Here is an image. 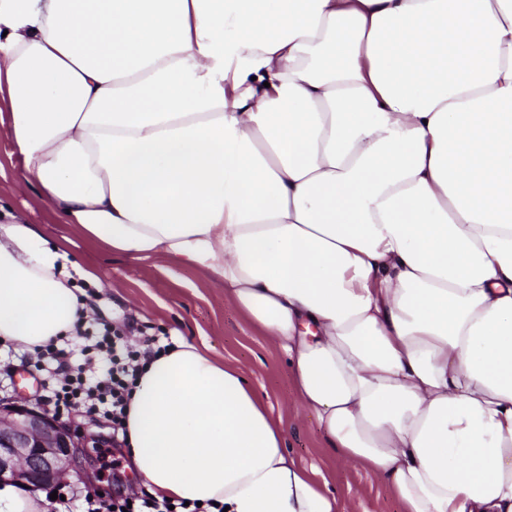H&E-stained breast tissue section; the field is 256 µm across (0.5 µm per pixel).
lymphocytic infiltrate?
<instances>
[{"instance_id":"obj_1","label":"lymphocytic infiltrate","mask_w":512,"mask_h":512,"mask_svg":"<svg viewBox=\"0 0 512 512\" xmlns=\"http://www.w3.org/2000/svg\"><path fill=\"white\" fill-rule=\"evenodd\" d=\"M77 336L81 345L66 348L51 343L31 353L22 352L18 360L39 372L36 403L46 413L60 419L80 411L111 421L107 445L97 451L104 459L126 443L128 400L145 353L107 330L94 335L81 328ZM56 490L59 497L52 502V512H203L201 507L190 508L181 502L173 505L144 492L107 499L82 494L65 484L57 485Z\"/></svg>"}]
</instances>
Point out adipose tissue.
Returning a JSON list of instances; mask_svg holds the SVG:
<instances>
[{"label": "adipose tissue", "instance_id": "1", "mask_svg": "<svg viewBox=\"0 0 512 512\" xmlns=\"http://www.w3.org/2000/svg\"><path fill=\"white\" fill-rule=\"evenodd\" d=\"M0 100L41 198L221 284L402 512H512V0H0ZM63 260L0 212V340L69 336ZM126 429L151 493L341 512L207 345Z\"/></svg>", "mask_w": 512, "mask_h": 512}]
</instances>
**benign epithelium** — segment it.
<instances>
[{
    "label": "benign epithelium",
    "instance_id": "7a95c632",
    "mask_svg": "<svg viewBox=\"0 0 512 512\" xmlns=\"http://www.w3.org/2000/svg\"><path fill=\"white\" fill-rule=\"evenodd\" d=\"M83 430L15 403L0 405V483L57 484L68 475Z\"/></svg>",
    "mask_w": 512,
    "mask_h": 512
}]
</instances>
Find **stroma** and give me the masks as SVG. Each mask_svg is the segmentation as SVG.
Returning a JSON list of instances; mask_svg holds the SVG:
<instances>
[{
  "label": "stroma",
  "mask_w": 512,
  "mask_h": 512,
  "mask_svg": "<svg viewBox=\"0 0 512 512\" xmlns=\"http://www.w3.org/2000/svg\"><path fill=\"white\" fill-rule=\"evenodd\" d=\"M11 151L10 122L5 119L0 121V168L5 171L0 177V204L32 224L42 242L60 248L69 262L97 272L94 280L74 279L93 304L92 317L114 325L131 317L150 336L206 341L215 356L243 369L267 394L275 412L287 416L289 454L303 464L318 465L347 512H400L398 501L377 477L326 448L315 417L294 399L284 357L225 301L222 288L195 270L169 269L159 260L138 261L112 253L78 225L64 223L40 198L37 187L23 182L22 165ZM128 462L124 456L118 468H105L92 448H78L67 482L80 488L92 483L110 493L118 475L124 484L140 487Z\"/></svg>",
  "instance_id": "35a3bbf8"
}]
</instances>
